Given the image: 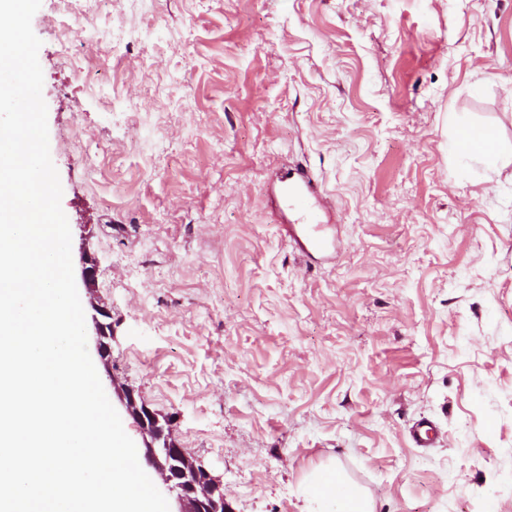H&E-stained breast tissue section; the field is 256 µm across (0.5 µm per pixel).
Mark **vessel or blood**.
I'll use <instances>...</instances> for the list:
<instances>
[{"mask_svg": "<svg viewBox=\"0 0 512 512\" xmlns=\"http://www.w3.org/2000/svg\"><path fill=\"white\" fill-rule=\"evenodd\" d=\"M282 191L291 210L300 215L299 223L289 225L287 232L290 237H304L308 243L317 249L325 248L326 241L321 236V220L315 211L313 202L320 197L317 180L307 170L300 169L286 181Z\"/></svg>", "mask_w": 512, "mask_h": 512, "instance_id": "vessel-or-blood-1", "label": "vessel or blood"}]
</instances>
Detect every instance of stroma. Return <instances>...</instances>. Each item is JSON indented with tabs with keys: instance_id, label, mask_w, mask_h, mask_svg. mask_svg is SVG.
Masks as SVG:
<instances>
[{
	"instance_id": "1",
	"label": "stroma",
	"mask_w": 512,
	"mask_h": 512,
	"mask_svg": "<svg viewBox=\"0 0 512 512\" xmlns=\"http://www.w3.org/2000/svg\"><path fill=\"white\" fill-rule=\"evenodd\" d=\"M41 40L49 149L114 385L234 512H512V0H88ZM112 43L113 73L92 39ZM492 130L464 157L459 122ZM308 169L329 239L283 230ZM438 430L414 446L420 420ZM454 148L467 155L491 157L496 154L497 144L492 131L488 129L475 130L462 123L456 131ZM309 495L312 510L307 512H373L365 493L348 482L337 468L315 475Z\"/></svg>"
}]
</instances>
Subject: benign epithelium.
<instances>
[{
	"instance_id": "1",
	"label": "benign epithelium",
	"mask_w": 512,
	"mask_h": 512,
	"mask_svg": "<svg viewBox=\"0 0 512 512\" xmlns=\"http://www.w3.org/2000/svg\"><path fill=\"white\" fill-rule=\"evenodd\" d=\"M93 322L99 337V356L108 363L112 359L108 343L112 324L98 317ZM116 393L143 439L148 464L167 489L176 494L177 512H232L224 496V486L174 440L173 421L151 410L132 388L118 386Z\"/></svg>"
}]
</instances>
